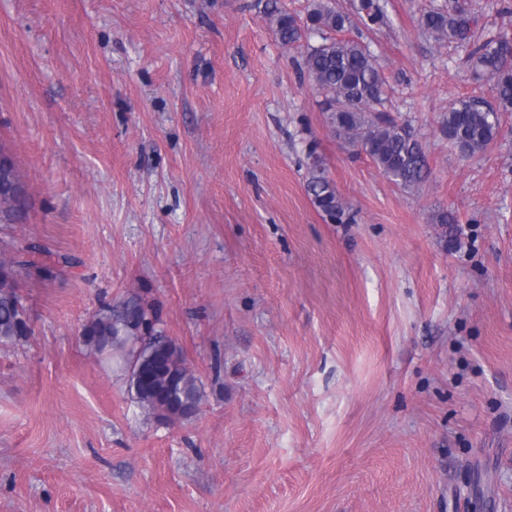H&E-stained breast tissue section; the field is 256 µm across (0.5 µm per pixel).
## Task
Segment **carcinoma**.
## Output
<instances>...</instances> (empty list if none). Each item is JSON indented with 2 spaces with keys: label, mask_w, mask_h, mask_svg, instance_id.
<instances>
[{
  "label": "carcinoma",
  "mask_w": 512,
  "mask_h": 512,
  "mask_svg": "<svg viewBox=\"0 0 512 512\" xmlns=\"http://www.w3.org/2000/svg\"><path fill=\"white\" fill-rule=\"evenodd\" d=\"M366 28L382 26L387 18L380 0H359L356 7ZM264 15L278 41L293 47L311 34L322 42L307 46L298 64L322 97L330 131L336 139L365 153L380 172L404 189L423 183L430 174L426 154L406 125L373 112L382 103L387 78L370 52L357 40L334 36L352 24L349 14L336 9L334 0H310L305 20L288 13L280 0H266ZM479 18L455 3L428 10L420 29L437 44L471 42ZM468 59L476 74L493 82L496 104L477 97L459 101L443 117L448 141L468 157L484 152L498 137L500 115L512 112V36L501 32L473 48ZM305 190L313 206L337 224L353 220L349 206L328 176L314 143L305 151ZM25 205V189L13 155L0 159V216L8 218ZM51 250L31 243L14 253H0V342H16L31 333L26 299L20 281H49L65 275L76 264L63 256L47 263ZM82 342L93 355L112 348L127 349L124 359L128 392L148 415L182 419L195 413L204 393L181 352L165 338L158 311L138 295L118 306H102L84 324Z\"/></svg>",
  "instance_id": "cac0c4a2"
}]
</instances>
